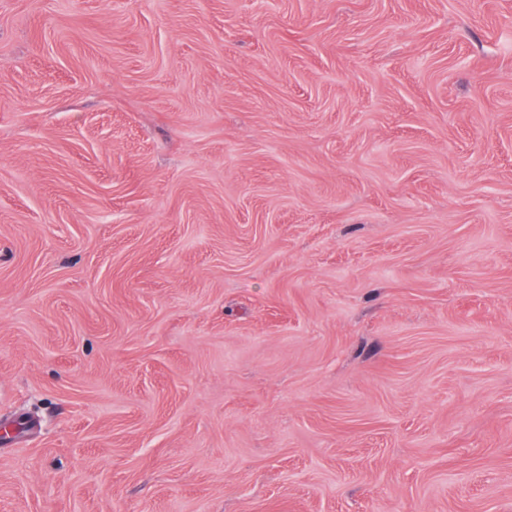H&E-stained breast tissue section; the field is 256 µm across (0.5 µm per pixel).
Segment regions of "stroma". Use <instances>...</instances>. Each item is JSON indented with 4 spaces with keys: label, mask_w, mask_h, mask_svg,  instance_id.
Returning <instances> with one entry per match:
<instances>
[{
    "label": "stroma",
    "mask_w": 512,
    "mask_h": 512,
    "mask_svg": "<svg viewBox=\"0 0 512 512\" xmlns=\"http://www.w3.org/2000/svg\"><path fill=\"white\" fill-rule=\"evenodd\" d=\"M0 512H512V0H0Z\"/></svg>",
    "instance_id": "1"
}]
</instances>
